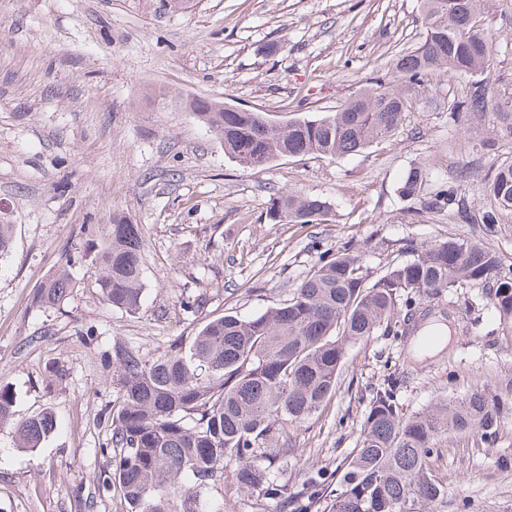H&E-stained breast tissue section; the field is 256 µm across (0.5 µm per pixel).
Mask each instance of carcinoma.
Wrapping results in <instances>:
<instances>
[{
  "label": "carcinoma",
  "instance_id": "obj_1",
  "mask_svg": "<svg viewBox=\"0 0 512 512\" xmlns=\"http://www.w3.org/2000/svg\"><path fill=\"white\" fill-rule=\"evenodd\" d=\"M485 0H423L422 36L397 57L386 86L366 87L335 112L277 122L266 112H234L224 103L196 101L193 111L224 144V154L247 169L280 157L342 156L395 134L402 116L419 103V89L434 71L475 76L490 68L493 43L481 27ZM488 87L471 82L454 100L460 120L483 112ZM430 165L415 163L398 188L404 198H422ZM489 208L482 224H496L512 207V163L501 164L486 185ZM423 205L472 218L465 197L441 189ZM269 219L323 224L329 207L321 198L281 193L270 198ZM95 275L101 299L129 314L146 302L143 236L139 225L114 219L98 230ZM12 225L0 216V256L10 251ZM412 259L387 261L370 279L360 254L349 249L324 254L288 300L260 315L226 313L208 320L188 348L148 358L139 350L114 349L112 388V478L128 512H225L212 490L231 472L238 488L259 491L279 512H408L421 499L436 503L447 491L433 478L430 461L453 437L495 441L508 402L476 390L462 398L436 400L425 411L405 414L396 384L378 388L362 424V440L333 478L306 473L296 488L272 474L294 453L288 429L317 414L336 394L349 346L384 327L409 333L415 307L453 288L482 286V297L512 323V274L500 257L477 241L448 238L406 246ZM75 288L69 264L61 265L35 292L41 306L59 305ZM14 393L0 387V430L10 428L17 447L33 450L57 427L45 411L14 418Z\"/></svg>",
  "mask_w": 512,
  "mask_h": 512
}]
</instances>
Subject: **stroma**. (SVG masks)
Returning a JSON list of instances; mask_svg holds the SVG:
<instances>
[{"mask_svg":"<svg viewBox=\"0 0 512 512\" xmlns=\"http://www.w3.org/2000/svg\"><path fill=\"white\" fill-rule=\"evenodd\" d=\"M484 28L496 52L491 104L453 122L449 106L471 79L437 72L393 136L344 157H283L242 168L192 111L205 99L275 119L338 109L360 88L387 82L422 29L420 0H0V207L14 226L0 257V386L16 418L51 411L57 430L34 450L0 431V512H127L112 473V352L157 357L227 312L258 315L288 299L321 253L350 247L370 272L405 259L407 243L479 241L512 267V212L486 227L423 209L398 187L429 163L432 183L488 207L485 177L512 162L501 107L512 101V0H489ZM467 178H460V171ZM317 196L323 224L269 220L271 197ZM139 225L145 308L105 304L93 244L113 218ZM72 260L63 305L33 295ZM442 319L444 349L415 357L409 337L380 330L347 349L332 400L291 428L296 452L277 475L333 473L360 443L374 388L397 384L411 414L441 397L512 388V326L480 287L419 305L416 323ZM512 423L485 445L457 438L431 459L448 489L434 512H512Z\"/></svg>","mask_w":512,"mask_h":512,"instance_id":"1","label":"stroma"}]
</instances>
